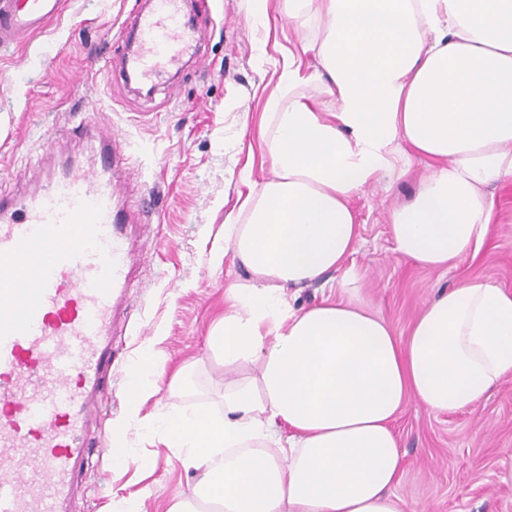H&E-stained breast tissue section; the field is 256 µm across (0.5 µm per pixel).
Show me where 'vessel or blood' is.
Instances as JSON below:
<instances>
[{
	"instance_id": "obj_1",
	"label": "vessel or blood",
	"mask_w": 512,
	"mask_h": 512,
	"mask_svg": "<svg viewBox=\"0 0 512 512\" xmlns=\"http://www.w3.org/2000/svg\"><path fill=\"white\" fill-rule=\"evenodd\" d=\"M63 0H0V44H20ZM122 67L152 85L193 51L183 0H149ZM85 161L0 196V512H64L84 433L112 367L134 230L149 212L119 197L137 177L105 124L82 126Z\"/></svg>"
}]
</instances>
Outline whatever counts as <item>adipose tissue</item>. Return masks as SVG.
Instances as JSON below:
<instances>
[{
  "label": "adipose tissue",
  "mask_w": 512,
  "mask_h": 512,
  "mask_svg": "<svg viewBox=\"0 0 512 512\" xmlns=\"http://www.w3.org/2000/svg\"><path fill=\"white\" fill-rule=\"evenodd\" d=\"M274 10L324 29L284 57L267 103L271 177L238 172L249 191L225 217L224 241L251 276L225 288L209 334L224 411L161 417L164 443L198 474L169 512H409L393 423L408 398L454 413L512 377V293L461 278L398 339L347 265L362 246L350 200L422 157L428 173L389 214L394 251L444 272L478 255L494 219L487 189L512 182V0H278ZM328 272L340 275L334 295L289 303V289ZM163 372L152 356L137 363L114 442Z\"/></svg>",
  "instance_id": "adipose-tissue-1"
}]
</instances>
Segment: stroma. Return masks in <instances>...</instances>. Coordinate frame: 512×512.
Segmentation results:
<instances>
[{"label":"stroma","instance_id":"stroma-1","mask_svg":"<svg viewBox=\"0 0 512 512\" xmlns=\"http://www.w3.org/2000/svg\"><path fill=\"white\" fill-rule=\"evenodd\" d=\"M137 2L67 0L58 20L28 44L0 46V192L33 186L59 171L63 158L81 156L82 146L68 137L72 126L107 123L139 173L125 203L153 209L150 224L136 231V247L149 260L126 292L104 412L91 417L89 437L123 414L143 352L167 372L187 369L182 386L161 387L129 426L123 445L134 463L77 472L67 512H122L129 493L145 485L152 494L144 512H168L195 483L181 454L149 426L161 413L223 411L224 367L208 336L224 314L225 288L250 276L223 253L224 217L244 191L230 172L252 158L255 179L269 175L259 127L277 89L281 51L298 35L287 20L272 30L253 24L242 0H188L204 60L185 63L171 82L144 96L127 82L120 59ZM261 53L268 61L260 66ZM425 171L414 161L411 177L367 186L351 199L364 239L353 258L362 295L401 336L424 304L459 278L489 275L512 292V183L494 188L496 222L478 256L457 271L427 270L394 252L388 213ZM394 429L404 460L397 490L410 505L512 512V483L500 479L512 467V378L456 414L436 415L408 401Z\"/></svg>","mask_w":512,"mask_h":512}]
</instances>
